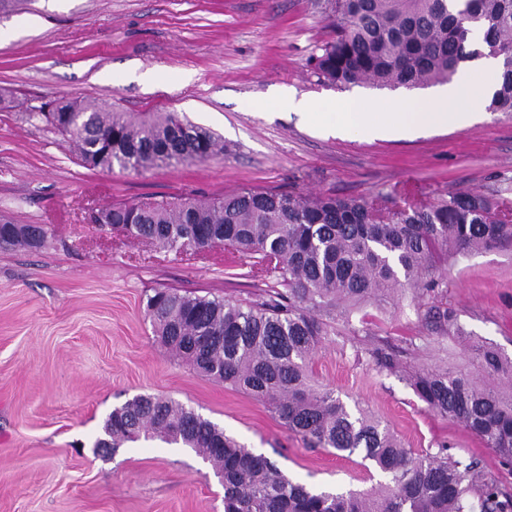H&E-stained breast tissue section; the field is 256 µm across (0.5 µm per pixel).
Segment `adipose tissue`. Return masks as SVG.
Returning <instances> with one entry per match:
<instances>
[{
    "label": "adipose tissue",
    "mask_w": 512,
    "mask_h": 512,
    "mask_svg": "<svg viewBox=\"0 0 512 512\" xmlns=\"http://www.w3.org/2000/svg\"><path fill=\"white\" fill-rule=\"evenodd\" d=\"M495 68L494 60H477L472 68L460 73L450 85L440 88L426 102L411 99L349 102L341 104L339 112L330 118L321 112L318 105L303 97L291 94L283 99L282 104L300 114L307 124L316 129L354 130L368 140L403 137L435 127L461 128L467 126L472 110L493 91L490 83H475V75L487 74Z\"/></svg>",
    "instance_id": "obj_1"
}]
</instances>
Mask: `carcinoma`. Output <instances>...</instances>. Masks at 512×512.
I'll return each mask as SVG.
<instances>
[{"label":"carcinoma","mask_w":512,"mask_h":512,"mask_svg":"<svg viewBox=\"0 0 512 512\" xmlns=\"http://www.w3.org/2000/svg\"><path fill=\"white\" fill-rule=\"evenodd\" d=\"M331 35L310 60L338 88H425L451 83L464 64L498 60L489 112L512 113V0H328ZM71 140L84 167L143 173L224 156V140L174 112L132 114L81 100L38 113ZM167 250L224 246L268 290L259 299L181 294L156 288L146 314L155 336L199 375L266 404L309 448L359 453L387 481L370 491H312L224 428L170 398L137 396L112 410L96 441L117 449L141 438L201 454L224 482V512H512V494L472 456L417 454L381 420L350 409L317 386L312 360L336 326L366 306L430 303L423 321L441 337L465 341L464 367L426 363L411 340L370 336L380 372L403 377L434 414L464 424L512 470V357L471 342L443 306L441 263L512 249V207L500 191H448L428 200L410 188L395 196L340 198L246 188L200 202L152 197L92 212ZM32 225L0 217V248L39 250Z\"/></svg>","instance_id":"cac0c4a2"}]
</instances>
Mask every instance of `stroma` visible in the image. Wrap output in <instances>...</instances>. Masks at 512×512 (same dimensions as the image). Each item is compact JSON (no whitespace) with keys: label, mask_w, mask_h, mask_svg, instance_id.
<instances>
[{"label":"stroma","mask_w":512,"mask_h":512,"mask_svg":"<svg viewBox=\"0 0 512 512\" xmlns=\"http://www.w3.org/2000/svg\"><path fill=\"white\" fill-rule=\"evenodd\" d=\"M330 23L325 0H27L0 12V216L40 224L44 248L0 249V512H224V487L193 450L158 441L95 454L112 409L139 395L195 409L311 489L368 490L382 476L361 455L307 448L267 407L193 371L145 316L154 288L256 298L265 285L224 248L176 252L92 223L95 209L153 196L209 201L245 188L372 197L413 184L428 197L506 189L512 113L412 139L324 135L279 105L426 99L425 90L340 89L308 61ZM121 112H175L219 135L222 158L145 173L85 168L40 120L53 100ZM449 307L476 339L512 356V251L448 261ZM398 344L419 338L426 362L461 365L466 350L430 334L415 309L364 310ZM351 331L312 365L333 389L387 423L416 453L473 456L512 492V471L460 422L427 411L400 377L378 372Z\"/></svg>","instance_id":"35a3bbf8"}]
</instances>
